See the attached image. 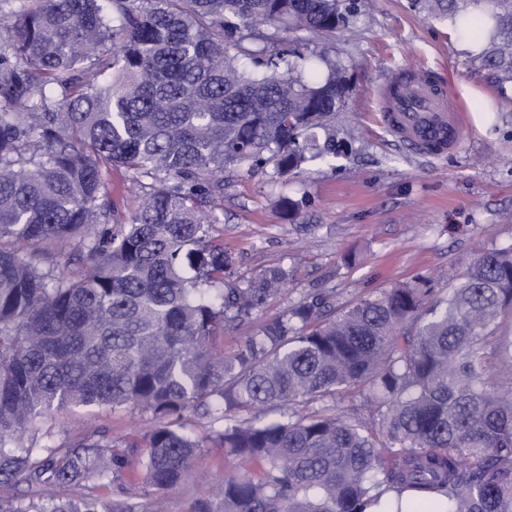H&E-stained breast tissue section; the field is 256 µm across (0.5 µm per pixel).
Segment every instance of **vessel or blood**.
<instances>
[{
	"label": "vessel or blood",
	"mask_w": 512,
	"mask_h": 512,
	"mask_svg": "<svg viewBox=\"0 0 512 512\" xmlns=\"http://www.w3.org/2000/svg\"><path fill=\"white\" fill-rule=\"evenodd\" d=\"M378 97L383 124L424 153L438 155L460 144L464 115L435 73L413 67L400 70L380 87Z\"/></svg>",
	"instance_id": "vessel-or-blood-1"
}]
</instances>
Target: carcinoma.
<instances>
[{
    "mask_svg": "<svg viewBox=\"0 0 512 512\" xmlns=\"http://www.w3.org/2000/svg\"><path fill=\"white\" fill-rule=\"evenodd\" d=\"M482 41L512 83V0H412ZM343 0H0V512H163L112 439L24 432L56 407H140L158 489L190 477L203 407L214 441L262 473L193 512H512V245L474 255L446 292L396 283L336 309L288 307L233 354L216 347L293 279L235 276L209 235L239 169L286 182L336 156L344 65L318 40ZM252 59L262 72L241 67ZM119 166L137 190L110 198ZM354 391L370 407L340 406ZM313 403L320 408L307 412ZM107 181L112 188V199L120 204L124 211L132 212L137 207L138 200L125 170L123 168H112Z\"/></svg>",
    "mask_w": 512,
    "mask_h": 512,
    "instance_id": "1",
    "label": "carcinoma"
}]
</instances>
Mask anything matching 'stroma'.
Masks as SVG:
<instances>
[{"label":"stroma","mask_w":512,"mask_h":512,"mask_svg":"<svg viewBox=\"0 0 512 512\" xmlns=\"http://www.w3.org/2000/svg\"><path fill=\"white\" fill-rule=\"evenodd\" d=\"M346 68V109L338 125L348 149L287 184L264 172L242 175L215 206L212 233L224 242L239 276L274 267L296 273L240 329L218 336L232 353L246 336L290 305L321 289L337 306L367 297L399 281L429 279L446 287L464 259L512 245V92L469 56L471 47L447 22L424 16L411 0H359V10L332 38ZM434 68L469 115L462 145L432 158L397 141L376 114V93L399 68ZM303 200L296 220L278 207L281 198ZM206 438L194 457V477L158 490L141 480L143 500L163 496L167 512H190L240 463L210 443L218 425L204 411L183 417ZM151 413L127 407L53 409L30 426L38 443L98 432L113 441L144 435Z\"/></svg>","instance_id":"stroma-1"}]
</instances>
